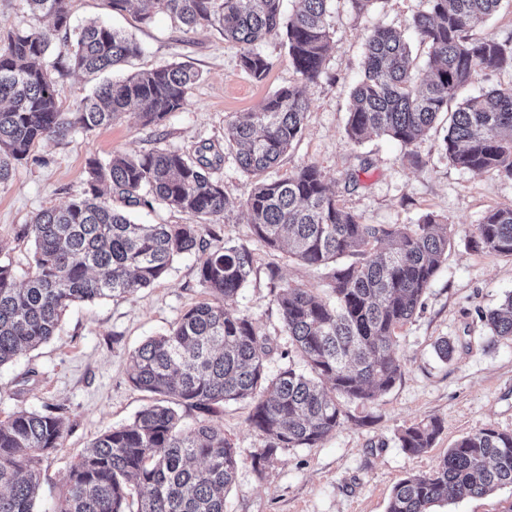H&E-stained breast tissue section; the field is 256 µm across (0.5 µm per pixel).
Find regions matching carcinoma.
Segmentation results:
<instances>
[{
  "label": "carcinoma",
  "mask_w": 512,
  "mask_h": 512,
  "mask_svg": "<svg viewBox=\"0 0 512 512\" xmlns=\"http://www.w3.org/2000/svg\"><path fill=\"white\" fill-rule=\"evenodd\" d=\"M25 2L50 27L18 31L0 51V103L8 102L0 108V184L42 140L108 126L132 105L155 125L183 109L199 72L173 63L107 81L74 111H60L56 76L71 67L107 71L140 54L141 46L98 21L71 30L69 0ZM281 2L137 0L143 21L166 11L189 31L220 30L240 46L241 67L258 82L273 62L256 45L279 37L301 77V84L275 90L256 110L228 122L224 145L236 148L238 167L253 178L243 207L257 240L288 248L330 281L332 304L299 284L279 285L286 355L300 357L305 370L290 364L267 373L273 340L235 308L252 254L244 247H213L203 235L204 223L226 211L223 184L213 176L224 153L204 142L193 156L159 148L90 161L87 189L61 208L37 213L28 226L35 252L26 280L17 283L12 265L0 263V366L50 339L71 304L147 288L187 253L201 254L199 282L211 299L188 308L168 331L130 355L129 381L161 403L90 444L71 467L54 512H224L237 452L207 424L184 427L178 407L214 411L250 400V424L265 438L252 457L261 472L279 450L313 448L335 431L346 416L343 403H371L402 376L394 336L422 305L448 251L451 228L432 214L412 227L364 224L339 205L313 164L264 177L302 136L309 109L303 85L321 76L333 41L330 0H294L287 19ZM426 2L412 28L429 51L430 68L421 76L412 73L408 42L390 28H375L366 40L346 135L355 144L386 136L410 146L448 111V160L475 175L495 171L512 179V85L456 102L477 72L512 69V40L472 35L501 0ZM53 32L65 38L49 69L40 60ZM103 185L130 205H166L187 222L137 224L104 198ZM476 245L512 256V207L483 216ZM481 318L492 335L512 338V293ZM441 430L436 418L406 427L398 435L400 447L420 456ZM65 433L66 418L58 411L20 410L0 422V512H37L40 463L63 446ZM504 486L512 487V433L481 429L448 449L431 471L397 483L386 512H430L437 503Z\"/></svg>",
  "instance_id": "cac0c4a2"
}]
</instances>
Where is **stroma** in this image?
I'll return each mask as SVG.
<instances>
[{
  "label": "stroma",
  "mask_w": 512,
  "mask_h": 512,
  "mask_svg": "<svg viewBox=\"0 0 512 512\" xmlns=\"http://www.w3.org/2000/svg\"><path fill=\"white\" fill-rule=\"evenodd\" d=\"M425 7V0H370L363 9L353 0H331L333 44L320 78L305 85L306 126L275 169L280 175L316 165L339 204L365 224L413 225L433 214L450 225L448 253L423 305L397 332L402 375L374 402L346 403L341 426L316 447L283 449L260 473L252 456L264 439L249 422V401L227 403L208 415L184 410V426L206 422L237 451L236 479L226 495L225 512H386L400 480L430 471L463 436L485 428L512 433V339L492 336L480 318L512 293V256L474 244L485 213L512 206V180L455 167L443 148L444 115L408 147L387 137L357 145L346 136L367 34L378 26L409 33L413 16ZM70 10L74 24L102 20L142 45L141 55L114 68V78L180 62L191 64L200 78L184 108L161 126L143 124L131 111L90 133L41 141L15 167L0 185V259L12 263L21 281L33 264L27 226L39 211L64 206L84 189L90 159L157 148L190 154L203 141L223 145L224 127L236 115L252 111L278 88L300 82L278 38L258 46L273 61L267 77L258 82L242 69L239 46L216 29L189 31L164 12L141 23L135 0L121 11L113 10L112 0H70ZM43 28L22 0H0V48L14 32ZM353 172L359 175L355 186L348 182ZM215 176L230 206L223 219L205 226L204 236L212 246H242L253 256L236 308L273 339L267 360L273 375L288 364L276 282L301 284L325 299L331 290L320 271L256 239L242 208L252 180L233 155H226ZM198 266L197 254H186L164 278L132 295L72 304L55 336L0 367V421L22 409L44 413L56 407L67 418L62 448L40 466L38 512H53L72 465L94 439L130 422L149 404L148 394L128 379L129 355L148 337L165 332L190 306L207 300ZM274 271L279 274L275 282L270 279ZM443 338L456 345L447 361L435 352ZM432 418L443 425L433 447L419 457L406 454L399 432Z\"/></svg>",
  "instance_id": "stroma-1"
}]
</instances>
